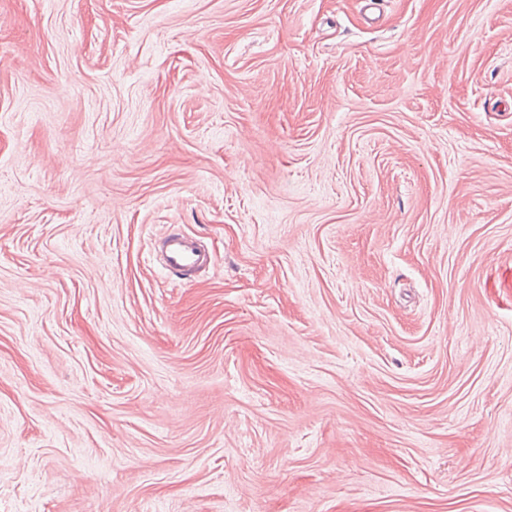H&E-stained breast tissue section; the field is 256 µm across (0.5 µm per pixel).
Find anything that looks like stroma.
I'll return each instance as SVG.
<instances>
[{"instance_id":"35a3bbf8","label":"stroma","mask_w":512,"mask_h":512,"mask_svg":"<svg viewBox=\"0 0 512 512\" xmlns=\"http://www.w3.org/2000/svg\"><path fill=\"white\" fill-rule=\"evenodd\" d=\"M0 512H512V0H0ZM163 267L174 275L194 277L206 270L213 259L201 242L183 234H167L156 246Z\"/></svg>"}]
</instances>
